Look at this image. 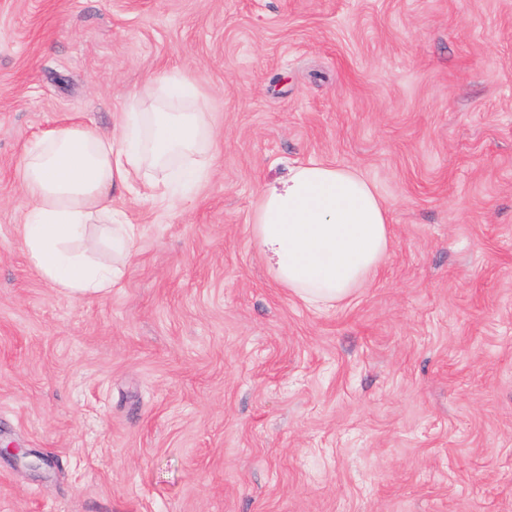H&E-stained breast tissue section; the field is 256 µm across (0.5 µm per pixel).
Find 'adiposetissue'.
<instances>
[{"label": "adipose tissue", "mask_w": 512, "mask_h": 512, "mask_svg": "<svg viewBox=\"0 0 512 512\" xmlns=\"http://www.w3.org/2000/svg\"><path fill=\"white\" fill-rule=\"evenodd\" d=\"M154 102L122 122L117 137L79 124L44 132L25 151L19 169L27 200L21 242L41 276L74 293L111 287L112 267L89 258L93 244L71 251L91 224L106 225L113 255L131 254L134 225L112 207L116 191L137 193L155 203L176 205L177 187L207 175L184 157L207 151L213 131L205 104L191 96L181 110L171 100L190 89L179 75L162 73ZM163 178H151L153 170ZM253 222L276 279L311 305L349 297L382 263L390 244L388 210L355 169L310 162L261 196Z\"/></svg>", "instance_id": "adipose-tissue-1"}]
</instances>
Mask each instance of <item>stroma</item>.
<instances>
[{"instance_id":"stroma-1","label":"stroma","mask_w":512,"mask_h":512,"mask_svg":"<svg viewBox=\"0 0 512 512\" xmlns=\"http://www.w3.org/2000/svg\"><path fill=\"white\" fill-rule=\"evenodd\" d=\"M164 71L209 175L115 198L134 253L74 297L22 248L20 159L118 135ZM311 159L390 214L321 309L252 224ZM0 512H512V0H0Z\"/></svg>"}]
</instances>
